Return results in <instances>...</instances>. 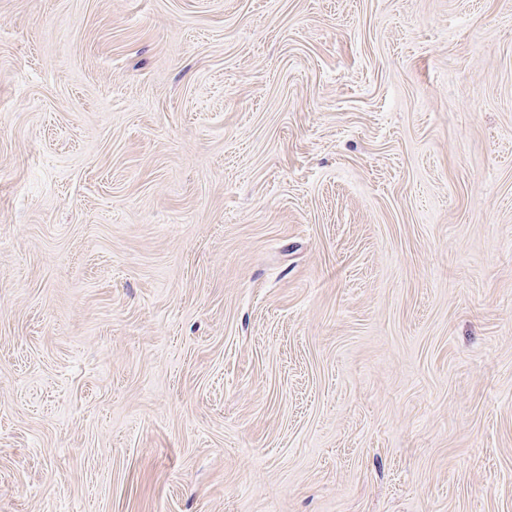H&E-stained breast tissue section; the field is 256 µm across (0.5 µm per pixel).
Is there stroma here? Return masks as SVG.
<instances>
[{"instance_id":"1","label":"stroma","mask_w":512,"mask_h":512,"mask_svg":"<svg viewBox=\"0 0 512 512\" xmlns=\"http://www.w3.org/2000/svg\"><path fill=\"white\" fill-rule=\"evenodd\" d=\"M0 512H512V0H0Z\"/></svg>"}]
</instances>
